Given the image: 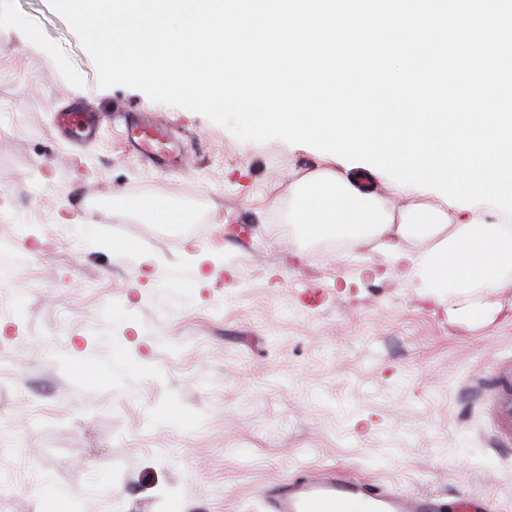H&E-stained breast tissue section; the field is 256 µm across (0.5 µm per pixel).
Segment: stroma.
Masks as SVG:
<instances>
[{
  "mask_svg": "<svg viewBox=\"0 0 512 512\" xmlns=\"http://www.w3.org/2000/svg\"><path fill=\"white\" fill-rule=\"evenodd\" d=\"M118 105L188 164L129 155ZM74 107L101 116L80 145L54 128ZM345 165L100 88L48 0H0V512H253L330 467L512 512V284L474 320L369 249L302 238L297 183ZM150 195L187 223L140 213Z\"/></svg>",
  "mask_w": 512,
  "mask_h": 512,
  "instance_id": "1",
  "label": "stroma"
}]
</instances>
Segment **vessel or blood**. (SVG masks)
<instances>
[{"label":"vessel or blood","mask_w":512,"mask_h":512,"mask_svg":"<svg viewBox=\"0 0 512 512\" xmlns=\"http://www.w3.org/2000/svg\"><path fill=\"white\" fill-rule=\"evenodd\" d=\"M99 120L94 112H61L57 128L83 134ZM127 139L133 150L157 164L173 152L166 125L156 119L133 125ZM265 512H443L440 500L377 485L349 472L330 471L318 477L303 474L268 487Z\"/></svg>","instance_id":"obj_1"}]
</instances>
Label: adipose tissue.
Segmentation results:
<instances>
[{"label":"adipose tissue","instance_id":"obj_1","mask_svg":"<svg viewBox=\"0 0 512 512\" xmlns=\"http://www.w3.org/2000/svg\"><path fill=\"white\" fill-rule=\"evenodd\" d=\"M373 178L363 167L311 173L295 189L289 223L307 239L336 236L360 245L384 239L386 260L409 265L413 276L452 300L512 281V215L490 222L473 208L452 224L438 205L400 211L374 192ZM411 239L424 242L425 250L405 251Z\"/></svg>","mask_w":512,"mask_h":512}]
</instances>
